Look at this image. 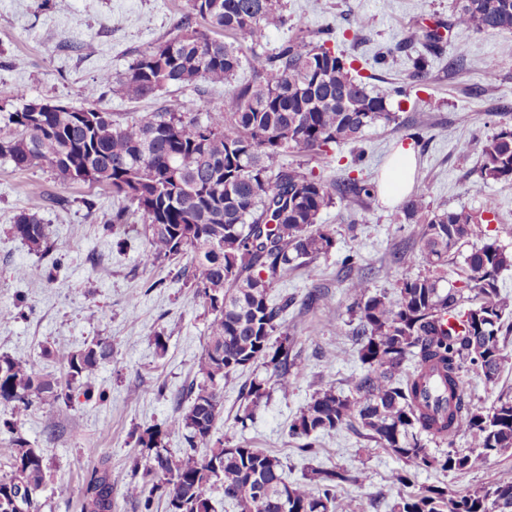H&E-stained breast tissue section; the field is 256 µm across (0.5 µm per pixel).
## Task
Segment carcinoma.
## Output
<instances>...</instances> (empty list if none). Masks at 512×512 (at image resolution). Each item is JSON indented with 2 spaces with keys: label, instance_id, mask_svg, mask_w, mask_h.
<instances>
[{
  "label": "carcinoma",
  "instance_id": "obj_1",
  "mask_svg": "<svg viewBox=\"0 0 512 512\" xmlns=\"http://www.w3.org/2000/svg\"><path fill=\"white\" fill-rule=\"evenodd\" d=\"M190 10L170 37L142 52L115 77L102 73L81 108L49 109L46 99L27 100L0 113V158L17 170L47 165L56 180L106 187L129 202L103 225L112 230L129 213L140 214L146 239L145 261L190 255L191 286L205 299L211 319L198 362L199 382L187 390L189 404L178 406L165 430L146 429L136 444L150 452L141 480L125 496L150 512L162 500L166 512H211L214 492L238 512H357L353 500L338 496L350 481L343 469L313 470L307 481L290 483L274 453L244 446L228 451L213 439L224 401L223 382L264 363L269 379L240 389L244 418L268 394V385L288 392V379L304 372L288 334L277 335L295 298L279 301L270 290L291 267L315 279L313 261L328 254L336 237L318 223L335 204L356 211L375 197L367 179L328 180L303 164H285L290 153L310 160L331 144L358 141L377 125L395 124L385 94L368 88L357 58L326 46L323 32L295 25L296 32L275 51L244 48L265 24L288 25L281 0H188ZM456 24L477 33L512 32V0H456ZM423 48L411 76L424 84L425 55L441 53V36H415ZM248 67L251 79L234 84ZM225 87L224 109L200 119L167 109L116 116L98 106L99 92L115 86L134 99L156 96L171 87ZM485 181H512V129L482 145ZM404 224L420 225L425 272L397 281L396 298L370 291V281L346 255L352 275L350 310L359 314L360 360L366 372L356 395L328 386L288 423V436L315 447L320 434L356 421L366 437L388 448L403 463L395 481L405 488L425 470L478 469L487 458L512 448V396L502 393L487 410L473 406L462 373L475 372L497 384L505 356L504 320L512 304L498 286L512 255L486 241L484 219L428 201L419 184L401 207ZM14 234L35 251L49 248L45 225L23 213ZM473 240L482 246L466 257L464 287L481 295L478 304L460 308L461 290L440 287L441 268ZM112 345L99 339L82 349L57 347L48 356L65 371L60 383L36 372L26 361L0 356V404L21 417L36 406L70 407L75 388L91 394L92 379ZM14 447L13 470L0 478V512H37L34 495L46 473L40 449L4 423ZM178 433L187 448L171 454L163 433ZM470 435L475 446L450 448L437 456L422 437L447 440ZM206 448L197 455L199 446ZM88 512H112V482L106 468L87 476ZM393 512H512V483L448 495L426 486L401 494Z\"/></svg>",
  "mask_w": 512,
  "mask_h": 512
}]
</instances>
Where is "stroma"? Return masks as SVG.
Here are the masks:
<instances>
[{
  "label": "stroma",
  "mask_w": 512,
  "mask_h": 512,
  "mask_svg": "<svg viewBox=\"0 0 512 512\" xmlns=\"http://www.w3.org/2000/svg\"><path fill=\"white\" fill-rule=\"evenodd\" d=\"M293 20L309 27H329L333 43L356 56L368 86L382 91L403 86L407 97L387 101L398 111L402 127L376 126L361 141L331 147L310 161L315 173L330 178L350 175L379 180L399 147L415 154L414 182L425 183L433 205L489 214L487 238L512 253V183L484 182L480 167L483 143L502 127H512V57L500 46L512 34L476 33L454 23L455 0H283ZM187 0H0V84L22 88L30 99H50L82 107L85 89L99 73L120 74L138 54L172 33ZM366 20L361 38L348 30L353 15ZM439 30L443 52L428 56L429 80L413 84L409 74L415 50L397 53L381 67L373 58L421 29ZM92 43L91 54L79 51ZM497 69L492 88L484 86L488 66ZM106 111L132 113L171 107L204 115L224 105L223 86L169 88L151 100H134L116 92L102 99ZM471 145L469 153L458 150ZM43 198L38 216L48 230L50 247L36 252L11 231L16 217ZM122 202L98 186L57 185L48 168L19 171L0 159V308L17 309L18 319L0 322V355L28 361L40 373L63 378L45 355L66 346L77 350L98 339L112 344L94 381L96 396L75 393L70 408L47 406L22 416L18 431L44 455L46 482L37 493L39 512H81L88 467L104 464L112 479L115 512H141L125 495L134 468L146 449L136 439L146 428L164 424L182 392L197 377L209 317L182 269L184 260L144 265L141 217L105 232L106 217ZM396 207L375 201L369 209L324 210L321 223L334 231L336 244L316 262V279L294 269L272 288V299L303 296L313 285L326 294L317 308H289L282 329L293 338L305 364L291 377L287 391L270 390L247 424L237 423L242 385L266 379L270 368L258 366L234 375L224 386V410L213 434L225 447L247 445L275 453L289 480L302 481L311 467L347 470L352 480L340 496L360 512H390L403 493L395 473L401 462L352 424L321 436L312 450L299 448L287 434L288 423L327 386L352 395L363 374L360 346L353 331L350 282L341 273L346 254H356L371 270L374 292H393L397 279L423 272L418 227L399 223ZM407 245L408 262L396 266L391 251ZM30 268L27 279L17 269ZM164 336L157 350L155 336ZM497 385H485L474 372L463 380L473 403L490 407L500 393L512 392V334L504 343ZM512 482V448L491 455L475 470L419 472L415 487L439 485L457 494Z\"/></svg>",
  "instance_id": "1"
}]
</instances>
